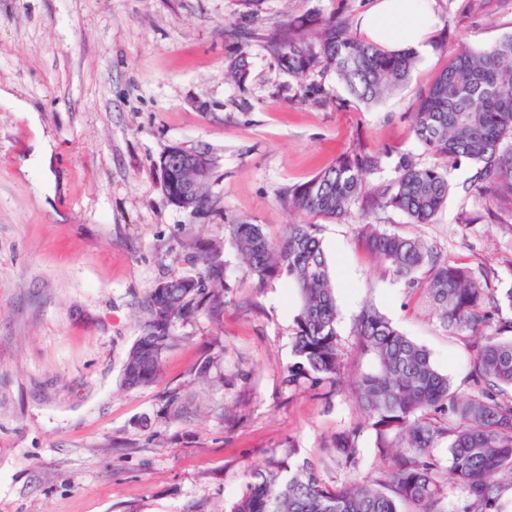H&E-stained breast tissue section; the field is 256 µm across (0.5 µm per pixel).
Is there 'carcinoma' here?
I'll return each instance as SVG.
<instances>
[{
    "instance_id": "cac0c4a2",
    "label": "carcinoma",
    "mask_w": 512,
    "mask_h": 512,
    "mask_svg": "<svg viewBox=\"0 0 512 512\" xmlns=\"http://www.w3.org/2000/svg\"><path fill=\"white\" fill-rule=\"evenodd\" d=\"M265 50L289 74L332 72L350 101L376 105L404 86L418 62L409 50L388 51L363 40L342 13L302 15L259 34ZM417 141L434 162L420 166L400 158L394 180L379 187L367 175L379 170L383 154L358 149L293 188L288 205L304 214L340 220L362 201L364 247L408 287L421 288L443 326L465 338L471 350L470 391L453 388L429 352L398 330L375 307L356 319L355 344L372 369L359 374L347 393L368 418L376 449L389 466L362 480L323 484L306 463L273 458L249 473L245 492L231 512H442L444 487L462 493L457 512H505L512 503V322L491 332L495 313L512 310V288L486 293L465 268L442 259L418 238L388 233L370 222L392 208L412 224H429L448 200V160L477 167L478 189L512 198V35L475 52L457 48L426 89L413 113ZM162 190L173 203L196 180L184 157L159 158ZM228 235L257 284L288 278L299 298L294 316L293 357L285 382L342 390L345 369L337 332L338 311L330 264L317 224H289L270 239L262 225L230 224ZM198 272L183 281L170 274L148 299L149 319L130 349L123 370L130 388L157 381L162 357L176 344L171 328L224 305L225 262L217 243L193 246ZM427 268L421 282L416 273ZM362 428L334 439L336 462L359 466ZM448 440L449 470L435 454Z\"/></svg>"
}]
</instances>
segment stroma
Returning a JSON list of instances; mask_svg holds the SVG:
<instances>
[{"label":"stroma","mask_w":512,"mask_h":512,"mask_svg":"<svg viewBox=\"0 0 512 512\" xmlns=\"http://www.w3.org/2000/svg\"><path fill=\"white\" fill-rule=\"evenodd\" d=\"M375 0H263L248 29L347 7L361 18ZM433 51L409 82L374 106L340 110L334 74L302 86L260 41L231 32L236 0H0V89L36 110L38 123L0 100V512H231L246 473L274 457L311 463L326 485L383 468L371 429L356 470L331 455L337 433L361 422L347 393L324 401L291 389L297 295L287 279L257 286L226 234L263 225L276 239L302 221L292 188L357 148L384 155L370 175L389 184L399 159L433 158L412 113L458 45L479 50L512 34V0H434ZM244 56L242 82L224 76ZM54 142L50 174L27 168L39 137ZM217 157L207 215L172 204L157 161L171 145ZM476 167L448 164L451 191L432 223L377 211L382 230L423 239L489 291L512 287V201L491 207L468 192ZM47 179L43 195L34 181ZM351 217L321 219L335 279L338 332L350 371L352 330L373 305L429 351L453 386L469 388L470 356L441 327L423 293L385 270ZM224 245L226 303L218 317L176 323L157 383L122 382L127 355L149 317L147 301L171 273L198 270L191 245ZM221 353L208 380L193 376ZM188 412L172 418L168 389Z\"/></svg>","instance_id":"obj_1"}]
</instances>
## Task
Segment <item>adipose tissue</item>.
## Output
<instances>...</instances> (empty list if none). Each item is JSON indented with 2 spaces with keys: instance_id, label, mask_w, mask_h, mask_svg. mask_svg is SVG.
Listing matches in <instances>:
<instances>
[{
  "instance_id": "ef3b65f1",
  "label": "adipose tissue",
  "mask_w": 512,
  "mask_h": 512,
  "mask_svg": "<svg viewBox=\"0 0 512 512\" xmlns=\"http://www.w3.org/2000/svg\"><path fill=\"white\" fill-rule=\"evenodd\" d=\"M438 24L432 0H377L362 17L359 31L365 40L387 49L426 56Z\"/></svg>"
}]
</instances>
